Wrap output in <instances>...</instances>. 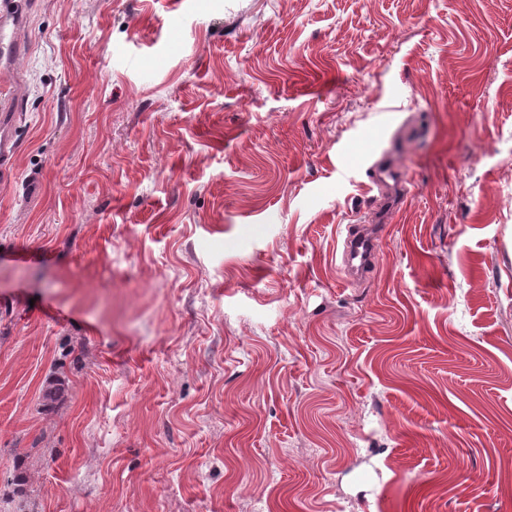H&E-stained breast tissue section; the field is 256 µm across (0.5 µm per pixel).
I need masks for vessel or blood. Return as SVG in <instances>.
<instances>
[{"instance_id":"b4317fda","label":"vessel or blood","mask_w":512,"mask_h":512,"mask_svg":"<svg viewBox=\"0 0 512 512\" xmlns=\"http://www.w3.org/2000/svg\"><path fill=\"white\" fill-rule=\"evenodd\" d=\"M31 0H0V175L9 176L19 147L17 120L22 110L19 85L13 74L28 44L22 31L30 17ZM380 193V207L393 210L406 182L393 163L377 166L371 178ZM377 253L373 226L351 224L344 239L343 262L350 278L371 267Z\"/></svg>"}]
</instances>
